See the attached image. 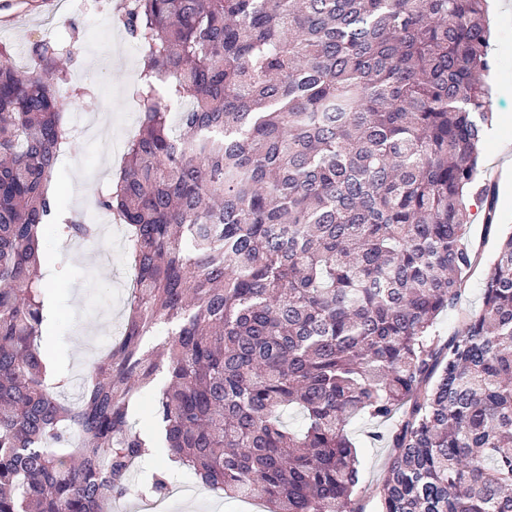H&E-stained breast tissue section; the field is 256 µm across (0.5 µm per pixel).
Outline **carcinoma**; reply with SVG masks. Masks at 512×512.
<instances>
[{
    "mask_svg": "<svg viewBox=\"0 0 512 512\" xmlns=\"http://www.w3.org/2000/svg\"><path fill=\"white\" fill-rule=\"evenodd\" d=\"M147 47L143 120L100 209L128 226L121 338L78 405L38 338L51 188L69 136L38 41L0 47V512H114L148 451L266 512H360L355 420L395 427L381 512H512V234L441 345L474 255L466 200L491 125L486 0H121ZM167 77V99L157 77ZM182 100L179 130L167 100ZM60 238L89 239L71 219ZM161 323L171 337L152 350ZM296 410L292 429L283 414ZM167 471L142 485L163 496Z\"/></svg>",
    "mask_w": 512,
    "mask_h": 512,
    "instance_id": "obj_1",
    "label": "carcinoma"
}]
</instances>
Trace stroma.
Instances as JSON below:
<instances>
[{
	"instance_id": "stroma-1",
	"label": "stroma",
	"mask_w": 512,
	"mask_h": 512,
	"mask_svg": "<svg viewBox=\"0 0 512 512\" xmlns=\"http://www.w3.org/2000/svg\"><path fill=\"white\" fill-rule=\"evenodd\" d=\"M488 18L491 63L481 81L490 91L493 126L480 148V176L497 185L501 182L498 144L512 138V0H489ZM74 33L79 36V50L62 56L61 63L81 97L65 115L72 138L61 156L58 184L67 215L98 224L100 233L93 241H65L48 234L42 282L49 315L40 338L58 375L68 380L60 399L70 405L78 402L91 362L118 337L130 300L126 227L99 209L98 198L107 191L111 175L122 167L127 144L140 126L141 113L134 108L132 97L145 51L115 22L109 0H57L53 10L39 16L0 22V46L9 47L23 65L34 42L65 41ZM470 209L467 242L481 264L465 279L456 307L439 318L437 330L443 337L460 329L462 315L480 308L496 243L512 234V202L496 197L494 224L489 229L483 226L484 203L471 199ZM97 243L112 249L111 278H101L94 267L77 259L79 251ZM372 428L365 420L348 427L360 462L355 498L364 512H378L390 453L385 445L371 442L368 433ZM253 504L250 498L223 497L203 487L186 469L174 468L163 512H251Z\"/></svg>"
}]
</instances>
